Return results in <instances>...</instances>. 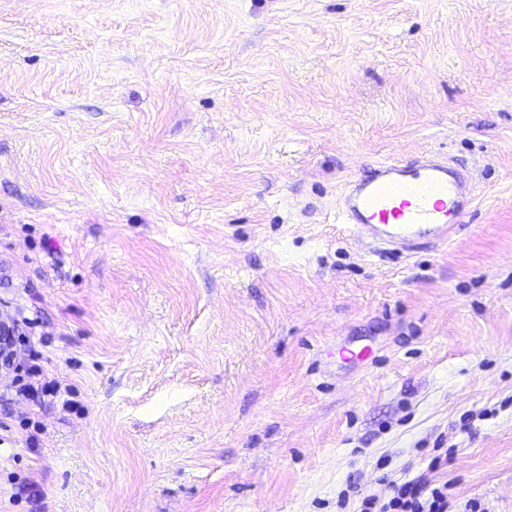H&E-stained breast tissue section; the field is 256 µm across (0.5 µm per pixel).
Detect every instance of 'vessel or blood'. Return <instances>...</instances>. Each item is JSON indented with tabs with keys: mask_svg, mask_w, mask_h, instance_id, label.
<instances>
[{
	"mask_svg": "<svg viewBox=\"0 0 512 512\" xmlns=\"http://www.w3.org/2000/svg\"><path fill=\"white\" fill-rule=\"evenodd\" d=\"M465 206L462 176L446 162L426 158L411 168L390 160L344 185L336 219L352 232L410 250L425 239L447 243Z\"/></svg>",
	"mask_w": 512,
	"mask_h": 512,
	"instance_id": "obj_1",
	"label": "vessel or blood"
}]
</instances>
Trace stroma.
<instances>
[{
	"label": "stroma",
	"mask_w": 512,
	"mask_h": 512,
	"mask_svg": "<svg viewBox=\"0 0 512 512\" xmlns=\"http://www.w3.org/2000/svg\"><path fill=\"white\" fill-rule=\"evenodd\" d=\"M428 153L447 244L337 224ZM4 262L0 512H512V0H0ZM448 486H433L429 481L408 479L394 485L387 502L366 496L358 512H447Z\"/></svg>",
	"instance_id": "obj_1"
}]
</instances>
